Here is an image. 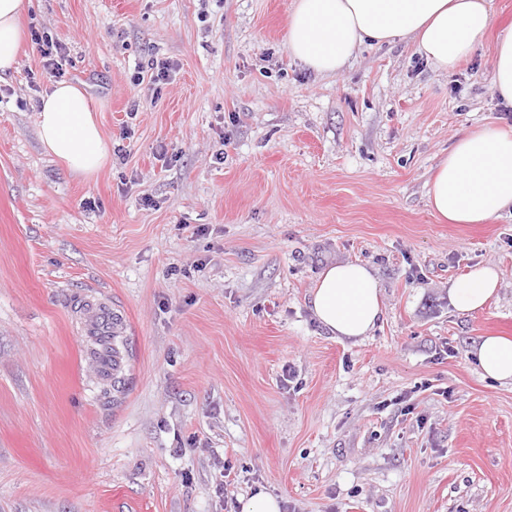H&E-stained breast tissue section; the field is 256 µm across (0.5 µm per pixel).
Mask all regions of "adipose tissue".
Masks as SVG:
<instances>
[{
  "mask_svg": "<svg viewBox=\"0 0 512 512\" xmlns=\"http://www.w3.org/2000/svg\"><path fill=\"white\" fill-rule=\"evenodd\" d=\"M31 0H0V74L16 64L24 32L20 19ZM493 18L488 0H296L288 20V49L315 72L333 76L365 42L415 43L436 69H453L469 57ZM496 95L512 105V30L503 33L489 60ZM44 152L74 174L90 178L110 158L95 108L78 85L59 81L36 107ZM429 204L444 221L481 224L512 209V129L482 127L461 131L440 160L429 184ZM500 281L497 267L484 265L451 283L456 310L482 308ZM311 311L332 335L352 341L369 336L384 318L377 279L368 267L333 263L318 275ZM475 358L483 377L512 383V340L487 336Z\"/></svg>",
  "mask_w": 512,
  "mask_h": 512,
  "instance_id": "ef3b65f1",
  "label": "adipose tissue"
}]
</instances>
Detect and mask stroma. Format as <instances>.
Wrapping results in <instances>:
<instances>
[{"mask_svg":"<svg viewBox=\"0 0 512 512\" xmlns=\"http://www.w3.org/2000/svg\"><path fill=\"white\" fill-rule=\"evenodd\" d=\"M294 4L32 0L0 79V512H239L259 489L282 512H512V385L472 358L512 338V213L446 224L426 186L462 129L512 126L489 71L512 0L454 70L398 40L335 76L290 55ZM38 33L112 145L91 178L41 148ZM346 261L385 308L357 343L309 305ZM480 264L497 295L459 312ZM100 293L124 326L108 395ZM500 273L493 265L477 266L469 274L451 283L448 296L459 312L482 308L496 293Z\"/></svg>","mask_w":512,"mask_h":512,"instance_id":"obj_1","label":"stroma"}]
</instances>
